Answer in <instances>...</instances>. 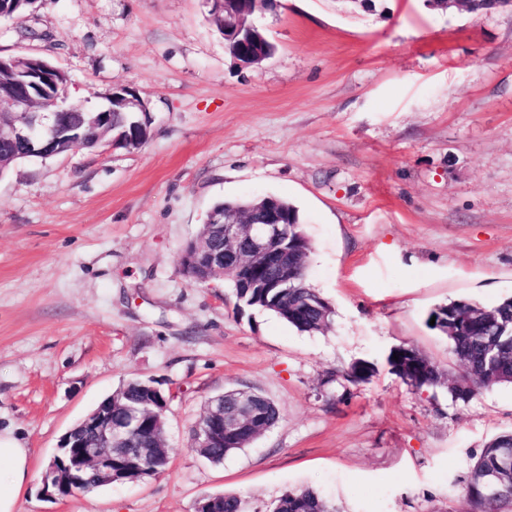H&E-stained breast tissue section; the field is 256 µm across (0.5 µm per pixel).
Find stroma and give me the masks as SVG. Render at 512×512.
<instances>
[{
	"mask_svg": "<svg viewBox=\"0 0 512 512\" xmlns=\"http://www.w3.org/2000/svg\"><path fill=\"white\" fill-rule=\"evenodd\" d=\"M275 44L243 67L203 0H36L0 20V56L36 55L68 101L116 82L149 138L34 159L0 176V430L29 453L16 512H195L206 496L269 512L309 488L338 512H468L484 445L512 431V385L453 401L392 374L417 347L452 374L432 307L512 297V13L423 0H276ZM274 195L300 212L308 282L332 326L301 333L239 310L178 268L214 203ZM367 360L353 385L337 372ZM167 398L165 473L61 498V437L132 378ZM254 389L278 424L216 465L191 446L208 400Z\"/></svg>",
	"mask_w": 512,
	"mask_h": 512,
	"instance_id": "obj_1",
	"label": "stroma"
}]
</instances>
